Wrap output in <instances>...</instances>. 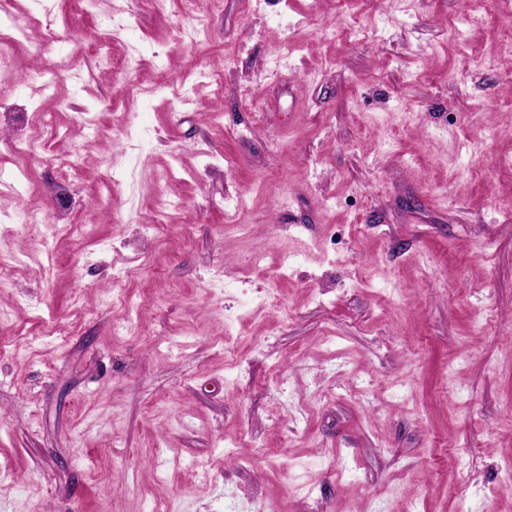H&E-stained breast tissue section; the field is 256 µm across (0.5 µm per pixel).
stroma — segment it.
Masks as SVG:
<instances>
[{"label": "stroma", "mask_w": 512, "mask_h": 512, "mask_svg": "<svg viewBox=\"0 0 512 512\" xmlns=\"http://www.w3.org/2000/svg\"><path fill=\"white\" fill-rule=\"evenodd\" d=\"M45 5L0 43V512H512V0Z\"/></svg>", "instance_id": "1"}]
</instances>
